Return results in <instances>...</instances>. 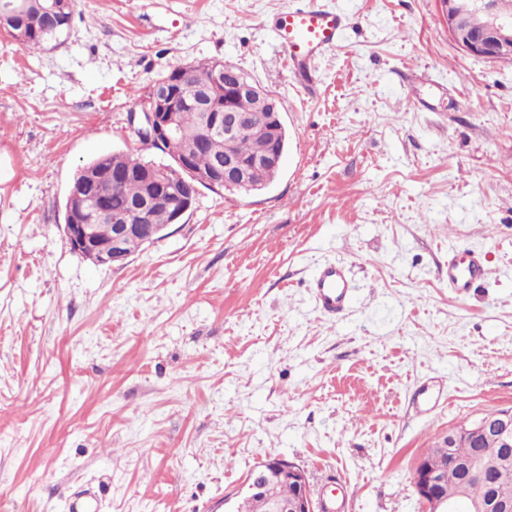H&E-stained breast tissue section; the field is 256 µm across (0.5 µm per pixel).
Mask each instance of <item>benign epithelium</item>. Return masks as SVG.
I'll list each match as a JSON object with an SVG mask.
<instances>
[{
	"mask_svg": "<svg viewBox=\"0 0 512 512\" xmlns=\"http://www.w3.org/2000/svg\"><path fill=\"white\" fill-rule=\"evenodd\" d=\"M444 5L448 33L464 52L493 60L512 61V0H441ZM481 10L487 16L485 28L473 31L466 25L467 15ZM216 84L212 86H185L182 79L161 81L154 85L151 97L142 112L132 113L129 124L146 145L158 148L184 133L180 123V108L189 106L201 113L196 135L204 144L224 142V159L207 172H197L185 159L177 166L191 177L194 191L205 185L215 190L255 187V173L270 165L283 164L285 152L282 134L284 124L279 99L267 95L266 114L257 117L240 112L236 99L245 95H261V86L249 81L234 67L221 61L212 64ZM260 129L269 139V148L254 158L244 161L230 150L231 144L242 134ZM123 177L101 184L98 193L87 196L79 182L67 191V213L63 228L71 249L95 265H122L130 257L126 243L131 238H143L151 243L162 237L164 229L143 223L150 202L137 203L122 214H114L108 206L110 195L121 187ZM174 208V221H180L192 207L193 198L183 197L177 191H167ZM113 224L112 237L100 240L95 223ZM475 440H484L499 434V448L484 451L476 461L463 462L465 472L464 496L468 497L470 512H512V410L501 412L494 419L481 417L466 429ZM453 462V459H448ZM446 462V463H448ZM446 463L423 456L413 471L415 492L422 512H456V505L442 494L439 476ZM278 479H287L296 487V495L288 502L272 496V485ZM243 491L258 496L266 512H321L314 499L304 471L294 462L280 456L268 457L248 473Z\"/></svg>",
	"mask_w": 512,
	"mask_h": 512,
	"instance_id": "benign-epithelium-1",
	"label": "benign epithelium"
}]
</instances>
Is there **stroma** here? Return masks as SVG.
Wrapping results in <instances>:
<instances>
[{"label":"stroma","instance_id":"1","mask_svg":"<svg viewBox=\"0 0 512 512\" xmlns=\"http://www.w3.org/2000/svg\"><path fill=\"white\" fill-rule=\"evenodd\" d=\"M308 2L349 17L314 95L272 29L299 0H77L45 49L0 32V512H222L277 455L345 512H421L416 460L512 408V62L459 49L440 0ZM205 60L280 99L279 175L200 188L92 264L62 231L76 170L170 163L126 115ZM472 250L487 275L459 298ZM326 262L357 286L336 318L310 289ZM486 274L483 258L475 252L464 259L448 261V287L458 295L467 294Z\"/></svg>","mask_w":512,"mask_h":512}]
</instances>
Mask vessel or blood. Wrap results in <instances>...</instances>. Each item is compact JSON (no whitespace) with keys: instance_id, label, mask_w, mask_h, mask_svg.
I'll return each mask as SVG.
<instances>
[{"instance_id":"vessel-or-blood-1","label":"vessel or blood","mask_w":512,"mask_h":512,"mask_svg":"<svg viewBox=\"0 0 512 512\" xmlns=\"http://www.w3.org/2000/svg\"><path fill=\"white\" fill-rule=\"evenodd\" d=\"M348 25L345 14L304 5L279 15L273 29L288 55L295 76L308 78L312 61L337 45ZM486 274L483 258L469 253L464 259L449 260L448 286L456 294H467ZM353 284L347 269L339 264H324L311 281V292L320 310L336 316L345 311Z\"/></svg>"}]
</instances>
